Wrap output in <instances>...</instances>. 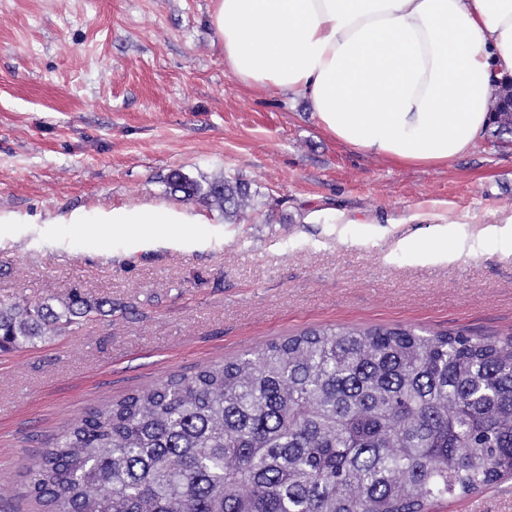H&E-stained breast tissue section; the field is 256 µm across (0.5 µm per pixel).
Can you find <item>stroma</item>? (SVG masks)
I'll use <instances>...</instances> for the list:
<instances>
[{"label": "stroma", "mask_w": 512, "mask_h": 512, "mask_svg": "<svg viewBox=\"0 0 512 512\" xmlns=\"http://www.w3.org/2000/svg\"><path fill=\"white\" fill-rule=\"evenodd\" d=\"M212 0H0V302L72 289L112 313L0 353V512H40L25 471L87 412L174 373L327 325L512 333V145L396 165L325 137L305 100L244 91ZM245 182L240 223L205 210L182 239L51 216L169 202L164 179ZM417 213L441 217L446 237ZM463 244L450 261L423 246ZM431 512H512V479Z\"/></svg>", "instance_id": "obj_1"}]
</instances>
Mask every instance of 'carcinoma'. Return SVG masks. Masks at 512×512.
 I'll return each mask as SVG.
<instances>
[{"mask_svg":"<svg viewBox=\"0 0 512 512\" xmlns=\"http://www.w3.org/2000/svg\"><path fill=\"white\" fill-rule=\"evenodd\" d=\"M166 192L224 213L247 185L179 169ZM77 289L0 302V352L112 314ZM512 475V336L304 330L95 408L27 471L43 512H427Z\"/></svg>","mask_w":512,"mask_h":512,"instance_id":"cac0c4a2","label":"carcinoma"}]
</instances>
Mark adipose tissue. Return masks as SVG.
<instances>
[{
	"instance_id": "obj_1",
	"label": "adipose tissue",
	"mask_w": 512,
	"mask_h": 512,
	"mask_svg": "<svg viewBox=\"0 0 512 512\" xmlns=\"http://www.w3.org/2000/svg\"><path fill=\"white\" fill-rule=\"evenodd\" d=\"M207 25L241 86L304 99L327 137L407 165L474 148L496 81L512 77V0H212ZM56 221L104 240L163 224L179 239L198 218L176 200Z\"/></svg>"
}]
</instances>
